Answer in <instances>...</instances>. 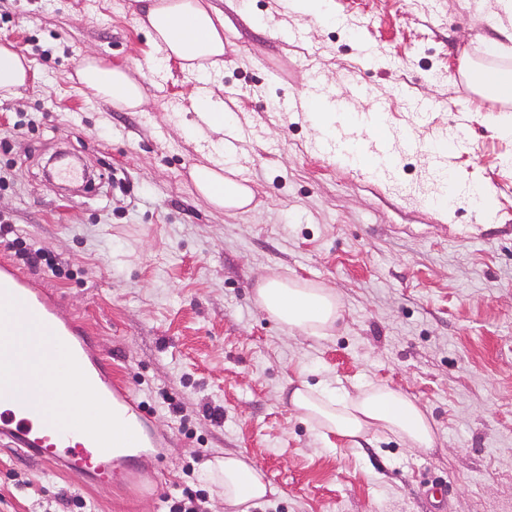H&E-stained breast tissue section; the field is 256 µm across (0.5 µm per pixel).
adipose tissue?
Listing matches in <instances>:
<instances>
[{"instance_id":"ef3b65f1","label":"adipose tissue","mask_w":512,"mask_h":512,"mask_svg":"<svg viewBox=\"0 0 512 512\" xmlns=\"http://www.w3.org/2000/svg\"><path fill=\"white\" fill-rule=\"evenodd\" d=\"M139 22L148 31L164 59L180 60L188 70L208 78L224 64V34L199 0H136ZM81 85L92 95L129 110L143 101V90L120 66L105 65L94 55L85 56L77 68ZM190 177L199 193L217 208L239 210L253 200L250 186L225 176L224 163L195 167ZM255 303L284 329L308 337L328 335L341 317L333 291L279 273L261 279ZM293 409L315 423L322 434L357 440L370 433L391 434L409 448L428 452L436 446L434 427L423 408L402 391L372 386L356 395H336L329 389L304 385L291 395ZM60 408L65 419L77 425L108 433L122 441L119 425L110 423L95 404L92 394L79 400L64 399ZM223 489L224 504L249 507L272 494L263 474L244 459L227 455L212 463Z\"/></svg>"}]
</instances>
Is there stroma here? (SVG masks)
<instances>
[{
    "instance_id": "1",
    "label": "stroma",
    "mask_w": 512,
    "mask_h": 512,
    "mask_svg": "<svg viewBox=\"0 0 512 512\" xmlns=\"http://www.w3.org/2000/svg\"><path fill=\"white\" fill-rule=\"evenodd\" d=\"M224 20V65L209 85L238 135L230 165L249 209L216 211L189 173L212 149L188 137L197 82L177 60L154 70L135 0H0V44L30 62L20 96L0 95V216L50 253L63 276L27 269L58 292L112 358V376L148 407L155 439L89 485L47 474L0 447V512H165L202 492L224 512L210 461L244 457L274 488L248 512H512V102L476 94L463 69L510 48L503 0H328L315 23L287 0H200ZM126 69L144 105L88 93L86 55ZM320 81L335 135L371 140L354 118L378 111L397 163L377 170L321 152L313 117L280 112ZM466 126L447 209L431 145ZM65 150L96 175L73 197L47 179ZM493 196L477 206L470 186ZM281 273L331 289L328 336L292 334L254 302ZM339 391H403L431 418L437 446L392 435L323 436L289 404L288 381ZM178 404L173 414L170 404ZM142 467L144 486L128 485ZM82 507H75V500Z\"/></svg>"
}]
</instances>
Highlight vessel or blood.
Instances as JSON below:
<instances>
[{"label":"vessel or blood","instance_id":"obj_1","mask_svg":"<svg viewBox=\"0 0 512 512\" xmlns=\"http://www.w3.org/2000/svg\"><path fill=\"white\" fill-rule=\"evenodd\" d=\"M62 297L30 287L8 260L0 261V445L22 449L51 473L77 470L93 482L105 481L115 464L112 440L79 427L57 426L55 403L64 384L58 362L76 371L81 389L91 392L104 413L127 410L132 393L112 381V361L93 352L94 338L77 316L64 315ZM38 321L50 346L41 348L42 364L15 376L23 362L19 336Z\"/></svg>","mask_w":512,"mask_h":512}]
</instances>
